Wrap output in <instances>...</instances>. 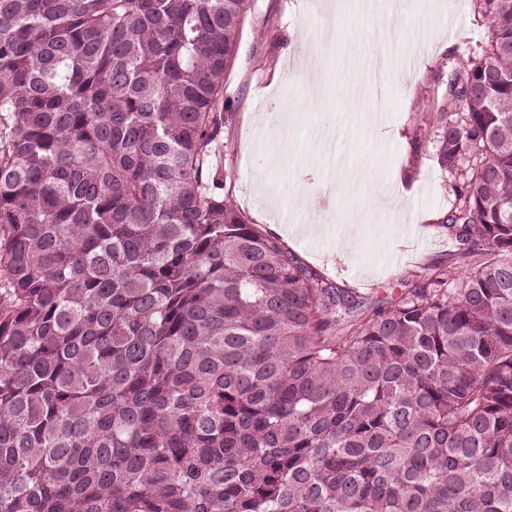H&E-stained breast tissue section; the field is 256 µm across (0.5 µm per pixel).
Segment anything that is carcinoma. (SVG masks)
<instances>
[{"instance_id":"carcinoma-1","label":"carcinoma","mask_w":512,"mask_h":512,"mask_svg":"<svg viewBox=\"0 0 512 512\" xmlns=\"http://www.w3.org/2000/svg\"><path fill=\"white\" fill-rule=\"evenodd\" d=\"M247 0H0V512H512V0L433 132L471 259L362 310L217 193Z\"/></svg>"}]
</instances>
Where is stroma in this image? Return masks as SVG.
I'll return each instance as SVG.
<instances>
[{
	"label": "stroma",
	"instance_id": "obj_1",
	"mask_svg": "<svg viewBox=\"0 0 512 512\" xmlns=\"http://www.w3.org/2000/svg\"><path fill=\"white\" fill-rule=\"evenodd\" d=\"M392 0H248L224 73L230 109L212 156L221 194L261 232L271 224H326L319 238L284 244L320 280L386 306L421 276L469 260L439 225L453 195L432 126L464 48L484 42L471 0H409L401 43L371 18ZM338 39H322L324 29ZM390 74L379 125L374 66ZM412 181L395 195L399 168Z\"/></svg>",
	"mask_w": 512,
	"mask_h": 512
}]
</instances>
